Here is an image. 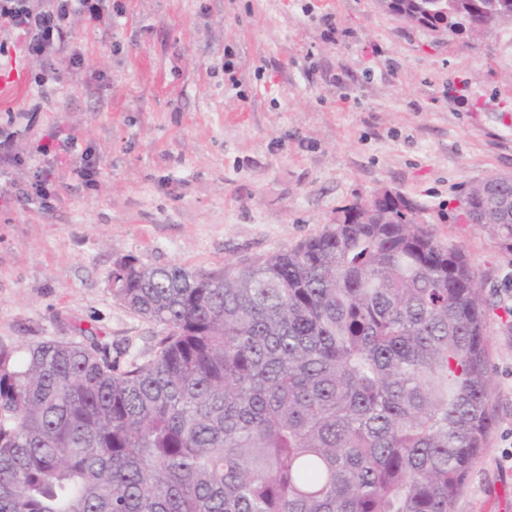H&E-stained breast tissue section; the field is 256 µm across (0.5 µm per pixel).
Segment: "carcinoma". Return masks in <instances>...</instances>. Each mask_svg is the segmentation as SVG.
Returning a JSON list of instances; mask_svg holds the SVG:
<instances>
[{"instance_id":"carcinoma-1","label":"carcinoma","mask_w":512,"mask_h":512,"mask_svg":"<svg viewBox=\"0 0 512 512\" xmlns=\"http://www.w3.org/2000/svg\"><path fill=\"white\" fill-rule=\"evenodd\" d=\"M464 203L512 239V182ZM422 212L355 203L222 274L119 261L113 297L163 330L124 366L93 332L0 345V512H451L492 426L486 300Z\"/></svg>"}]
</instances>
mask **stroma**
<instances>
[{"label":"stroma","instance_id":"stroma-1","mask_svg":"<svg viewBox=\"0 0 512 512\" xmlns=\"http://www.w3.org/2000/svg\"><path fill=\"white\" fill-rule=\"evenodd\" d=\"M75 19L83 70L37 75L0 31V128L26 154L56 129L52 209L20 200L33 170L0 161V345L81 341L95 328L133 357L158 325L116 301L122 259L220 274L319 233L389 190L424 207L461 249L487 301L493 425L452 512L512 505V247L459 222L458 200L512 174V25L464 41L404 23L376 0H105ZM89 154L91 186L71 175Z\"/></svg>","mask_w":512,"mask_h":512}]
</instances>
